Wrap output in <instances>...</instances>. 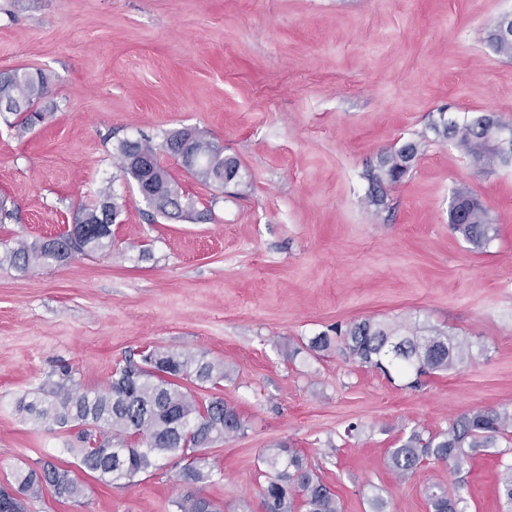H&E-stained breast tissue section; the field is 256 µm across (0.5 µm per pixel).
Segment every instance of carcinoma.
<instances>
[{
    "instance_id": "obj_1",
    "label": "carcinoma",
    "mask_w": 512,
    "mask_h": 512,
    "mask_svg": "<svg viewBox=\"0 0 512 512\" xmlns=\"http://www.w3.org/2000/svg\"><path fill=\"white\" fill-rule=\"evenodd\" d=\"M48 93L46 78L40 72L14 69L0 72V102L12 105L16 116L13 126L20 134L49 117L34 104ZM435 136L451 140L473 163L493 168L512 163V125L490 115H477L462 122H448L444 117L431 123ZM187 136L181 130L169 135L160 145L147 138L126 140L118 146L121 171L137 185L150 180L162 187L168 203L155 206L165 217L178 215L182 206L178 185L160 162V153L177 156L179 142ZM419 153V145L408 142L397 150L382 153L380 163L370 174L373 193L369 202L379 205L383 196L379 188L394 184L411 168ZM181 165L204 185H219L224 171L238 167L224 156L219 145L196 138L195 151ZM468 205L461 214L449 211L448 223L475 248L490 244L497 235L488 210L473 196L462 190ZM119 208L102 201L76 210L75 223L80 228L57 236L28 242L16 239L5 245L3 260L17 269L62 263L75 253H108L112 251V224ZM342 341L349 354L360 363L384 373L393 370L413 377L412 387L421 377L448 371L471 357L470 344L434 326H416L406 322L384 323L371 319L354 322L344 330ZM143 365L127 360L115 368L108 385L102 390L81 388L72 369L58 366L54 381L43 398L30 401L22 409L38 422L65 430H78L82 447L77 449L75 466L104 484L130 485L136 476L157 467V461L169 456L188 457L181 477L187 484L207 482L213 469L208 459L199 457L200 448L238 434L243 421L237 410L216 395H201L203 389H216L227 371L224 362L210 359L202 352H172L147 348ZM512 432V411L483 408L454 418L448 430L426 434L414 429L390 450L392 471L406 479L430 462H450L460 470L470 457L481 450L494 448L500 438ZM261 462L268 469L262 486L264 512H342L340 499L309 467L297 450L285 442L266 449ZM17 491L39 498L50 489L62 500L84 494V487L69 465L51 461L38 468L20 471L14 476ZM498 483L505 512H512V461L503 460ZM432 512H467L461 492L448 491L432 484L427 488ZM175 512H202L207 507L219 512L209 499L188 492L172 501Z\"/></svg>"
}]
</instances>
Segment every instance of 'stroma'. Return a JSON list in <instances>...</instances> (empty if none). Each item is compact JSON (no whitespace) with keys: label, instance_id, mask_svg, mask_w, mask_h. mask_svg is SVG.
I'll list each match as a JSON object with an SVG mask.
<instances>
[{"label":"stroma","instance_id":"stroma-1","mask_svg":"<svg viewBox=\"0 0 512 512\" xmlns=\"http://www.w3.org/2000/svg\"><path fill=\"white\" fill-rule=\"evenodd\" d=\"M512 0H0V72L46 77L44 123L0 120V199L18 209L0 243L47 239L107 190L120 214L109 255L0 266V484L69 462L74 431L20 412L69 365L85 389L146 345L202 351L244 429L204 449L212 482L177 458L130 485L82 475L80 501L28 512H171L197 492L224 512H262L265 448L299 449L344 512H430L428 485L460 488L468 512H501L500 459L433 463L402 479L399 440L447 430L482 407L512 410V164L483 172L429 124L485 113L512 124V59L487 41ZM187 128L236 158L224 187L161 163L196 213L158 214L118 168L121 141ZM421 151L386 203L368 202L382 151ZM497 226L476 250L448 224L454 190ZM364 319L410 321L467 339L472 356L421 387L387 380L312 337Z\"/></svg>","mask_w":512,"mask_h":512}]
</instances>
